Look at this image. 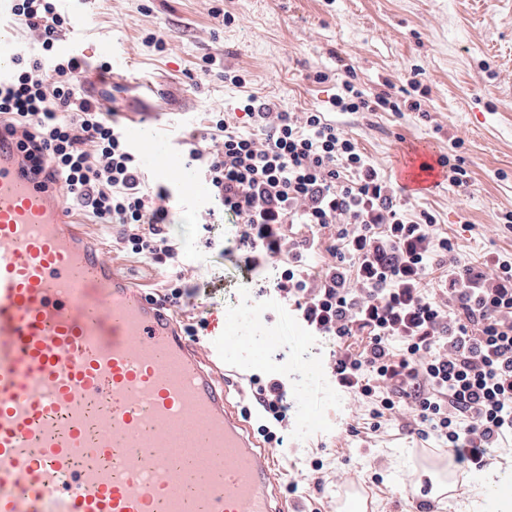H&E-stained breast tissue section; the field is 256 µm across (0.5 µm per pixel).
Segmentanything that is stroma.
<instances>
[{"mask_svg":"<svg viewBox=\"0 0 512 512\" xmlns=\"http://www.w3.org/2000/svg\"><path fill=\"white\" fill-rule=\"evenodd\" d=\"M74 24L56 43L78 57L86 90L125 124L144 122L177 143L211 112L236 111L254 93L280 110L329 113L377 171L395 179L412 148L459 159L468 179L440 182L402 196L408 217L428 212L437 237L450 239L474 270L512 262V0H57ZM232 17L218 22L214 11ZM162 36L157 48L150 35ZM110 65L106 82L97 69ZM246 78L225 82V72ZM374 97L391 94L395 112L340 113L330 102L345 80ZM421 111H412V102ZM182 241L181 272L200 290L175 312L181 329L212 337L210 318L236 316L242 334L232 347L235 409L248 405L252 373L288 384V445L272 451L278 496L292 512H336V481L361 479L371 512H405L406 493L422 495L426 468L446 461L414 430L408 411L378 430L370 407L336 389L328 371L334 339L294 331L299 318L272 291L276 266L241 270L232 246L239 226L186 202L171 208ZM119 272L149 295L171 274L167 266L116 250L111 229L88 224ZM263 365L252 370V358ZM323 464L321 480L310 463ZM299 483L301 496L290 495Z\"/></svg>","mask_w":512,"mask_h":512,"instance_id":"35a3bbf8","label":"stroma"}]
</instances>
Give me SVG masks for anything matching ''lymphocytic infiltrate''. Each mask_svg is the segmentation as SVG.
Segmentation results:
<instances>
[{"mask_svg":"<svg viewBox=\"0 0 512 512\" xmlns=\"http://www.w3.org/2000/svg\"><path fill=\"white\" fill-rule=\"evenodd\" d=\"M10 12L40 29L43 53L18 52L0 79V132L14 138L33 174L59 185L95 224L118 227L123 249L170 266L181 262L166 226L167 187L149 191L125 126L105 118L80 88L82 63L58 56L59 33L71 24L54 0H10ZM245 124L211 113L207 126L179 145L209 184L222 214L240 225L235 241L247 270L289 265L273 283L316 336L336 338L337 387L375 401V422L401 398L413 401L421 437L471 473L484 471L501 442L512 439V263L473 272L454 256L448 284L423 282L452 253L432 221L406 217L391 184L356 142L317 110L294 117L248 94ZM304 226L295 239L288 226ZM337 226L335 260L322 275L297 266L314 249V232ZM366 337L359 349L350 338ZM253 407L265 443L280 448L288 428V385L251 375Z\"/></svg>","mask_w":512,"mask_h":512,"instance_id":"lymphocytic-infiltrate-1","label":"lymphocytic infiltrate"}]
</instances>
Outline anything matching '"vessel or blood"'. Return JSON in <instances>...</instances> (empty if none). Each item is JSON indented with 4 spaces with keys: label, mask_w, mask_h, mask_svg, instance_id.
Returning <instances> with one entry per match:
<instances>
[{
    "label": "vessel or blood",
    "mask_w": 512,
    "mask_h": 512,
    "mask_svg": "<svg viewBox=\"0 0 512 512\" xmlns=\"http://www.w3.org/2000/svg\"><path fill=\"white\" fill-rule=\"evenodd\" d=\"M16 54L0 32V76ZM126 135L178 170L171 199L211 202L154 130ZM440 175L425 152L408 178ZM224 328L204 349L182 336L0 137V512H287L215 373Z\"/></svg>",
    "instance_id": "obj_1"
}]
</instances>
